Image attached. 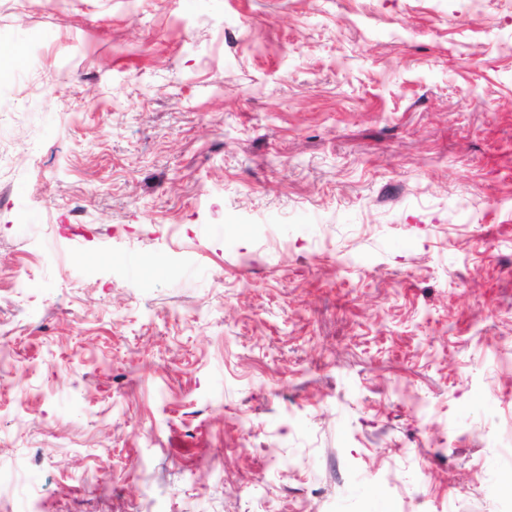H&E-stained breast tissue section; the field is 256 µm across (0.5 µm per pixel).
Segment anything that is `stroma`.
Listing matches in <instances>:
<instances>
[{
    "label": "stroma",
    "mask_w": 512,
    "mask_h": 512,
    "mask_svg": "<svg viewBox=\"0 0 512 512\" xmlns=\"http://www.w3.org/2000/svg\"><path fill=\"white\" fill-rule=\"evenodd\" d=\"M1 66L0 512H512V0H0Z\"/></svg>",
    "instance_id": "stroma-1"
}]
</instances>
